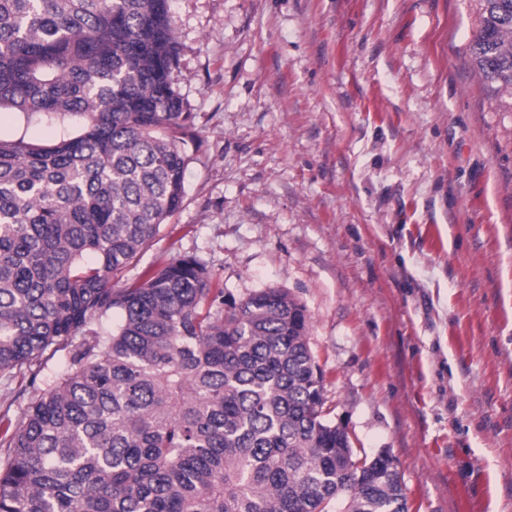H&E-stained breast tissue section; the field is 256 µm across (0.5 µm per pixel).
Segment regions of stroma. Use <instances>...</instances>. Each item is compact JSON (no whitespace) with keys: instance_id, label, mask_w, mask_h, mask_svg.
Segmentation results:
<instances>
[{"instance_id":"1","label":"stroma","mask_w":512,"mask_h":512,"mask_svg":"<svg viewBox=\"0 0 512 512\" xmlns=\"http://www.w3.org/2000/svg\"><path fill=\"white\" fill-rule=\"evenodd\" d=\"M481 0H173L198 146L137 265L306 309L328 419L409 512H512V96ZM481 28L472 45L482 78L512 96V0H481Z\"/></svg>"}]
</instances>
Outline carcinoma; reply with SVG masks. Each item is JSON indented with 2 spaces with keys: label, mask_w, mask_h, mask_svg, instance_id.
<instances>
[{
  "label": "carcinoma",
  "mask_w": 512,
  "mask_h": 512,
  "mask_svg": "<svg viewBox=\"0 0 512 512\" xmlns=\"http://www.w3.org/2000/svg\"><path fill=\"white\" fill-rule=\"evenodd\" d=\"M512 94V0H482ZM171 0H0V372L66 371L0 420V512H408L397 466L326 418L305 307L242 301L182 256L116 278L181 208L193 122ZM21 134H25L26 139L32 142H41L51 136L50 131L36 117H32L28 122L14 118L2 120L0 125L1 138L18 137Z\"/></svg>",
  "instance_id": "obj_1"
}]
</instances>
